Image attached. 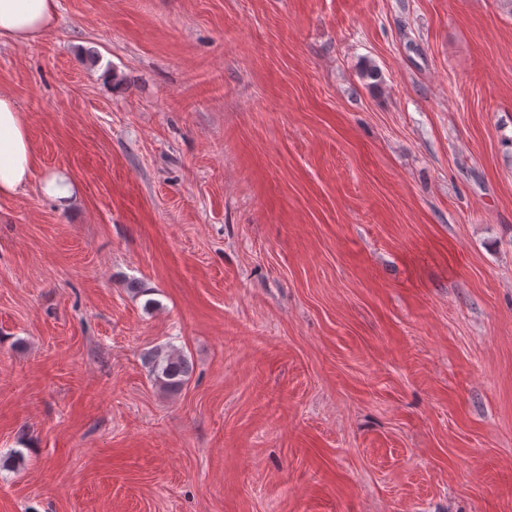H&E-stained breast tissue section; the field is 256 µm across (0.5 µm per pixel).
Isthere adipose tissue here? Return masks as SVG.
Instances as JSON below:
<instances>
[{
	"label": "adipose tissue",
	"instance_id": "1",
	"mask_svg": "<svg viewBox=\"0 0 512 512\" xmlns=\"http://www.w3.org/2000/svg\"><path fill=\"white\" fill-rule=\"evenodd\" d=\"M57 0H0V38L28 45L56 20ZM35 153L27 124L14 98L0 92V196L28 185Z\"/></svg>",
	"mask_w": 512,
	"mask_h": 512
}]
</instances>
